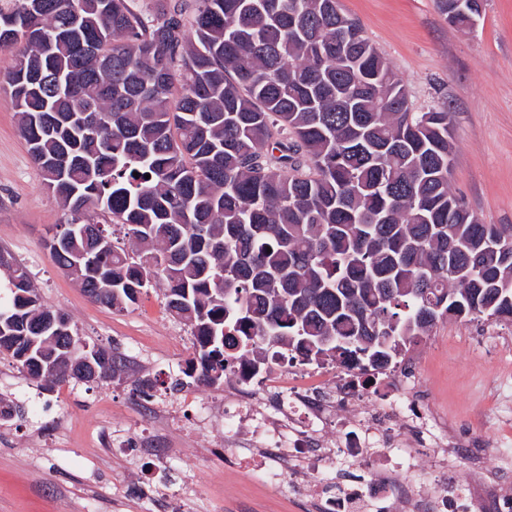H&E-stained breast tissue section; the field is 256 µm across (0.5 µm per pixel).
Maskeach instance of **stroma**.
Listing matches in <instances>:
<instances>
[{"label": "stroma", "mask_w": 512, "mask_h": 512, "mask_svg": "<svg viewBox=\"0 0 512 512\" xmlns=\"http://www.w3.org/2000/svg\"><path fill=\"white\" fill-rule=\"evenodd\" d=\"M402 80L412 111L451 112L449 186L485 224L512 225V0H485L478 27L450 25L434 0H340ZM63 211L44 184L0 91V248L24 263L43 301L80 337L121 357L112 379L44 390L0 354V512H316L302 484L238 468L224 436L220 386L192 384L177 423L144 408L138 382L171 384L192 357L190 327L166 306L164 281L117 311L92 302L44 247ZM415 375L421 407L471 449L450 483L493 469L512 442V323L443 318L409 346L389 382ZM207 429H200L202 414Z\"/></svg>", "instance_id": "35a3bbf8"}]
</instances>
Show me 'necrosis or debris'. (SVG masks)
Segmentation results:
<instances>
[{
	"label": "necrosis or debris",
	"instance_id": "obj_1",
	"mask_svg": "<svg viewBox=\"0 0 512 512\" xmlns=\"http://www.w3.org/2000/svg\"><path fill=\"white\" fill-rule=\"evenodd\" d=\"M232 372L235 380L224 392V433L232 440L247 428L252 448L240 468L263 470L272 484L287 476L302 479L320 512H380L393 502L400 512H512L511 493L486 489L477 505L465 487L452 485L428 497L410 479L414 455L404 448V429H416L417 445L430 449L436 470L451 469L452 460L442 425L417 417L409 391L378 384L374 403L349 422L338 411L354 405L359 392L333 364L295 360L287 369L270 364L258 373L243 362ZM342 459L363 479L335 485L332 474Z\"/></svg>",
	"mask_w": 512,
	"mask_h": 512
}]
</instances>
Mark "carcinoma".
<instances>
[{
  "mask_svg": "<svg viewBox=\"0 0 512 512\" xmlns=\"http://www.w3.org/2000/svg\"><path fill=\"white\" fill-rule=\"evenodd\" d=\"M437 0L459 29L474 14ZM18 128L60 201L55 264L115 310L158 280L191 327L185 377L299 357L378 373L443 317L512 322V227L448 186L446 109L404 85L338 0H3ZM150 178H145V175ZM124 230L127 243L109 226ZM0 349L18 371L117 359L46 330L9 268Z\"/></svg>",
  "mask_w": 512,
  "mask_h": 512,
  "instance_id": "carcinoma-1",
  "label": "carcinoma"
}]
</instances>
